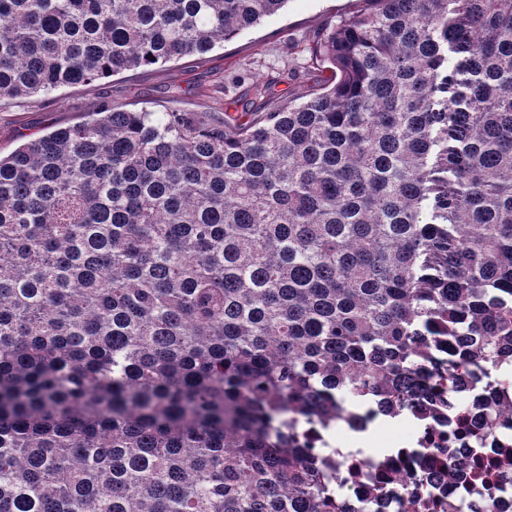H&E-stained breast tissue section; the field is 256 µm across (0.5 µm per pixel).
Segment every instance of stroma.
I'll use <instances>...</instances> for the list:
<instances>
[{
	"label": "stroma",
	"instance_id": "stroma-1",
	"mask_svg": "<svg viewBox=\"0 0 512 512\" xmlns=\"http://www.w3.org/2000/svg\"><path fill=\"white\" fill-rule=\"evenodd\" d=\"M356 6V0H289L277 15L205 55L63 87L23 102L2 99L0 154L75 123L107 101L155 112L171 105L220 116L246 110L257 78L271 81L274 98L308 99L319 93L323 78L308 50L313 35Z\"/></svg>",
	"mask_w": 512,
	"mask_h": 512
}]
</instances>
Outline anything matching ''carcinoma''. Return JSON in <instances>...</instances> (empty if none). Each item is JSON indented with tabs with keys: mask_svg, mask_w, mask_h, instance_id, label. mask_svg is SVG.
Here are the masks:
<instances>
[{
	"mask_svg": "<svg viewBox=\"0 0 512 512\" xmlns=\"http://www.w3.org/2000/svg\"><path fill=\"white\" fill-rule=\"evenodd\" d=\"M287 2L0 0V99ZM359 2L305 101L107 102L0 157V512H373L300 426L512 367V0Z\"/></svg>",
	"mask_w": 512,
	"mask_h": 512,
	"instance_id": "obj_1",
	"label": "carcinoma"
}]
</instances>
